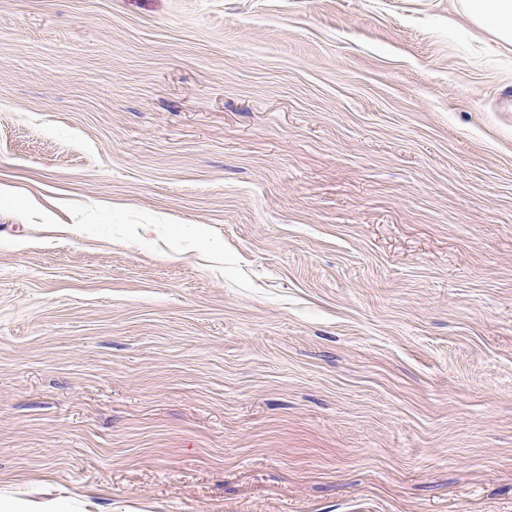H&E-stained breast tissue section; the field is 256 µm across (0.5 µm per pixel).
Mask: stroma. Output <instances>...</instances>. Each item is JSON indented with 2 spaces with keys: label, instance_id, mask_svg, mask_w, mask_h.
<instances>
[{
  "label": "stroma",
  "instance_id": "stroma-1",
  "mask_svg": "<svg viewBox=\"0 0 512 512\" xmlns=\"http://www.w3.org/2000/svg\"><path fill=\"white\" fill-rule=\"evenodd\" d=\"M453 0H0V490L512 512V47Z\"/></svg>",
  "mask_w": 512,
  "mask_h": 512
}]
</instances>
